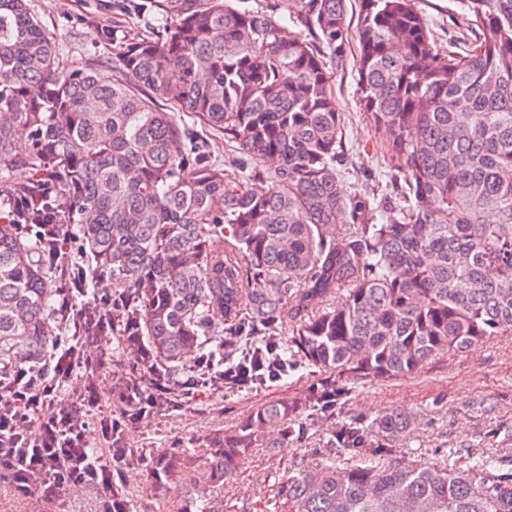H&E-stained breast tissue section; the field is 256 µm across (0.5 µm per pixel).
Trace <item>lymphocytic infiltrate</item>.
<instances>
[{
	"label": "lymphocytic infiltrate",
	"mask_w": 512,
	"mask_h": 512,
	"mask_svg": "<svg viewBox=\"0 0 512 512\" xmlns=\"http://www.w3.org/2000/svg\"><path fill=\"white\" fill-rule=\"evenodd\" d=\"M48 362L50 381L33 366L0 371V393L8 399L7 410L0 411V479L47 502L66 486L111 490V462L88 453L83 425L58 407L60 386L81 366L76 345L57 337Z\"/></svg>",
	"instance_id": "f902f5d3"
}]
</instances>
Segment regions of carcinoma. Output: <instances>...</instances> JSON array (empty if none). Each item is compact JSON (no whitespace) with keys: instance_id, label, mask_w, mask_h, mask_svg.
<instances>
[{"instance_id":"1","label":"carcinoma","mask_w":512,"mask_h":512,"mask_svg":"<svg viewBox=\"0 0 512 512\" xmlns=\"http://www.w3.org/2000/svg\"><path fill=\"white\" fill-rule=\"evenodd\" d=\"M461 4L470 36L441 50L416 0H358L360 102L392 162L388 187L361 191L344 181L333 81L351 52L346 0H297L306 35L232 0H183L175 21L124 34L112 63L79 66L27 0H0V168L28 169L0 182L19 205L0 215V366L53 376L58 284L105 278L108 328L129 360L112 393L124 425L199 387L182 367L198 350L202 373L236 369L213 377L227 388L284 365L334 373L304 402L332 416L359 384L512 336V0ZM21 138L30 153L18 160ZM265 175L275 188L258 193L252 181ZM51 212L77 219L91 265L59 259ZM99 316L72 320L94 349L90 369ZM140 390L155 400L128 406ZM412 421L404 411L342 421L319 467L277 481L280 506L512 512V467L495 457L397 462ZM271 427L303 440L301 406L268 401L198 450L166 449L149 471L153 494L182 481L194 495L176 512H223L214 489ZM344 449L355 463L342 468Z\"/></svg>"}]
</instances>
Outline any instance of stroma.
Segmentation results:
<instances>
[{"label":"stroma","mask_w":512,"mask_h":512,"mask_svg":"<svg viewBox=\"0 0 512 512\" xmlns=\"http://www.w3.org/2000/svg\"><path fill=\"white\" fill-rule=\"evenodd\" d=\"M126 0H29L32 13L62 47L69 60L112 58V28L122 24L130 33H145L149 17L174 20L181 0H143L147 14L125 9ZM432 22L440 45L464 34L458 0H419ZM336 107L345 116L344 145L349 153L348 182L360 187L386 186L388 158L373 127L364 118L357 93L354 62L335 74ZM106 355L93 376L77 372L64 384L61 400L79 407L86 422L85 439L91 451L111 447L96 419V408L87 404L97 398L111 407L112 384L127 365L121 351L104 339ZM315 377L300 371L284 380L245 390L210 386L178 398L154 410L144 419L129 423L124 447L138 456L121 468L122 488L133 512H170L183 502L184 484L170 485L164 498H152L147 473L160 452L177 441L183 447H200L211 432L231 427L250 408L266 401L288 398L304 400ZM340 416H361L373 422L394 410L415 415L409 435L397 448L400 462L420 468L446 464L450 452L465 449L477 456L495 455L512 460V337L503 336L466 353L441 354L429 360L418 373L381 384L367 383L342 397ZM305 442L294 443L268 454L253 449L218 493L224 512H277L268 505L271 485L289 469L301 465L316 468L320 448L335 428L331 418L308 410ZM104 494L93 487L64 491L59 501L48 504L37 494L21 495L0 481V512H102Z\"/></svg>","instance_id":"1"}]
</instances>
